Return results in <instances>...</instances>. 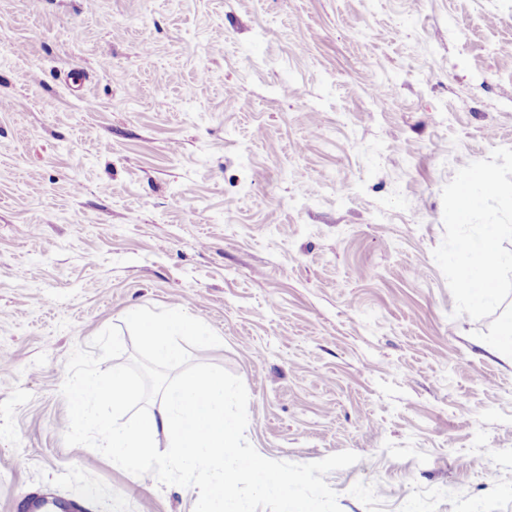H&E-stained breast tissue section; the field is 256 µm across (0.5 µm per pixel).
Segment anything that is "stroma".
I'll return each mask as SVG.
<instances>
[{
    "label": "stroma",
    "instance_id": "stroma-1",
    "mask_svg": "<svg viewBox=\"0 0 512 512\" xmlns=\"http://www.w3.org/2000/svg\"><path fill=\"white\" fill-rule=\"evenodd\" d=\"M500 147L512 0H0V512H194L64 442L68 357L144 307L219 336L262 456L357 454L341 512H512V363L433 258Z\"/></svg>",
    "mask_w": 512,
    "mask_h": 512
}]
</instances>
